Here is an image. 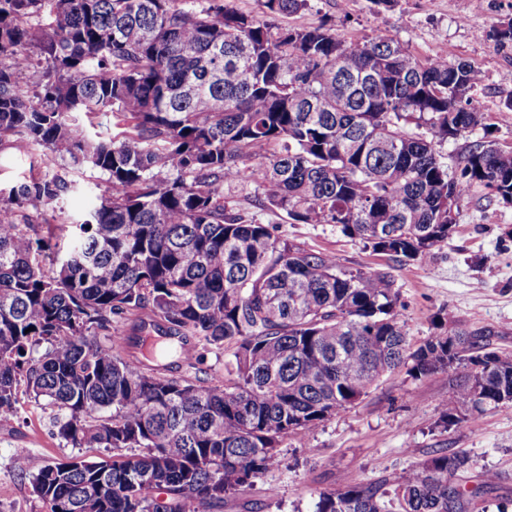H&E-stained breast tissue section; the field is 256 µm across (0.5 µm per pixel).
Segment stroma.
I'll list each match as a JSON object with an SVG mask.
<instances>
[{"mask_svg":"<svg viewBox=\"0 0 512 512\" xmlns=\"http://www.w3.org/2000/svg\"><path fill=\"white\" fill-rule=\"evenodd\" d=\"M280 25L298 29L325 26L348 41L392 36L419 59L435 56L465 61L479 68L482 82L463 100L483 113L485 128L439 143L449 166H456L469 146L492 142L512 151V41L498 33L512 22V0H309L297 13L279 17ZM76 183L58 203L26 211L30 224L54 222L59 212L79 217L106 189L99 172L58 166ZM231 205L259 213L276 232L305 248L334 253L351 270L390 272L404 307L401 318L411 345L437 331L438 316L452 312L461 327L476 334L503 356L512 357V205L487 203L483 190L462 199L456 225L429 262L400 265L331 224H292L285 214L258 211L255 183L225 186ZM197 360L178 373L210 381L224 376L229 351L198 344ZM448 379H415L399 369L381 377L367 395L344 414L311 432L298 431L280 445L281 465L241 490L219 512H312L320 492L358 483L391 485L417 462L438 449L464 455L463 486L475 487L482 472L498 475L480 505L497 512L512 501V406L481 415L463 427L443 428L439 405ZM50 412L19 395L17 414L0 422V512H44L31 482L50 461L75 454L95 460L101 448L75 450L52 432Z\"/></svg>","mask_w":512,"mask_h":512,"instance_id":"stroma-1","label":"stroma"}]
</instances>
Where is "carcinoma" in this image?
<instances>
[{
	"instance_id": "carcinoma-1",
	"label": "carcinoma",
	"mask_w": 512,
	"mask_h": 512,
	"mask_svg": "<svg viewBox=\"0 0 512 512\" xmlns=\"http://www.w3.org/2000/svg\"><path fill=\"white\" fill-rule=\"evenodd\" d=\"M306 2L262 0L266 15ZM35 67L30 92L19 75ZM481 81L394 38L281 27L230 0H0V143L47 150L44 171L0 186V421L22 385L61 439L114 451L41 467L32 491L46 512H212L280 467L285 437L401 367L448 377L445 429L512 405V359L455 320L409 347L389 272L346 269L224 203V185L257 179L262 208L423 263L472 191L512 204V152L477 143L451 171L436 149L484 125L462 105ZM109 113L125 131L77 123ZM56 159L106 175V193L81 220L20 223L74 187L48 171ZM193 339L231 351L227 376H168ZM466 466L441 451L390 489L321 492L314 512H477L496 474L469 490Z\"/></svg>"
}]
</instances>
